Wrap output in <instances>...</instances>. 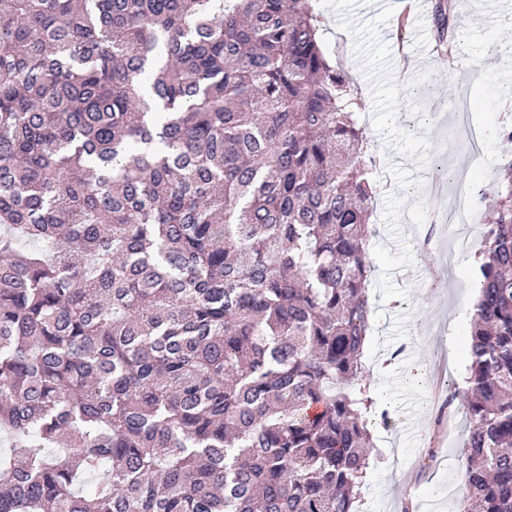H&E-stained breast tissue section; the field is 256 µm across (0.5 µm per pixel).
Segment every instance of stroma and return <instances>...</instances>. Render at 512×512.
<instances>
[{"mask_svg": "<svg viewBox=\"0 0 512 512\" xmlns=\"http://www.w3.org/2000/svg\"><path fill=\"white\" fill-rule=\"evenodd\" d=\"M385 0H318L322 39L352 75L369 150L380 159L384 193L374 204L369 250L370 330L362 361L378 408L370 417L374 450L361 489L362 512H459L466 495V418L446 419L436 393L465 389L467 323L478 290L465 254H451L456 227L451 189L472 196L488 169L471 159L452 129L464 119L485 135L482 152H512L493 135L512 89V10L502 0H458L453 59L421 56L409 78L391 74L396 50Z\"/></svg>", "mask_w": 512, "mask_h": 512, "instance_id": "obj_1", "label": "stroma"}]
</instances>
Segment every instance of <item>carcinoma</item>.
I'll return each instance as SVG.
<instances>
[{"instance_id": "cac0c4a2", "label": "carcinoma", "mask_w": 512, "mask_h": 512, "mask_svg": "<svg viewBox=\"0 0 512 512\" xmlns=\"http://www.w3.org/2000/svg\"><path fill=\"white\" fill-rule=\"evenodd\" d=\"M453 0L435 39L453 54ZM316 0H0V512H355L378 181ZM468 505L512 512V157Z\"/></svg>"}]
</instances>
